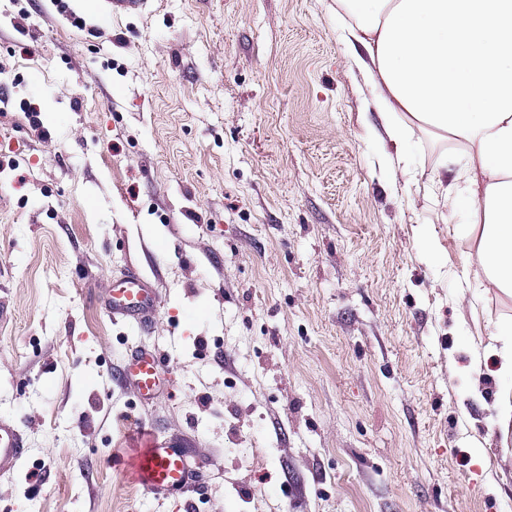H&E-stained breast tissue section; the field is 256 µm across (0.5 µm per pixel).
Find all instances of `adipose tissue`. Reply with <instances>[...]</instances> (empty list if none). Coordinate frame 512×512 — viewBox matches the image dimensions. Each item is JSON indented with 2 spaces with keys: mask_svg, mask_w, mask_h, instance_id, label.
Segmentation results:
<instances>
[{
  "mask_svg": "<svg viewBox=\"0 0 512 512\" xmlns=\"http://www.w3.org/2000/svg\"><path fill=\"white\" fill-rule=\"evenodd\" d=\"M349 46L376 89L374 104L394 149L412 130L448 140L465 155L463 199L475 244L467 270L512 298V0H338ZM502 381L496 423L512 432V319L497 324Z\"/></svg>",
  "mask_w": 512,
  "mask_h": 512,
  "instance_id": "ef3b65f1",
  "label": "adipose tissue"
}]
</instances>
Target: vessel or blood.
Here are the masks:
<instances>
[{"mask_svg": "<svg viewBox=\"0 0 512 512\" xmlns=\"http://www.w3.org/2000/svg\"><path fill=\"white\" fill-rule=\"evenodd\" d=\"M106 312L114 321L145 329L154 321L157 300L151 283L135 269L109 283L100 296ZM126 379L141 399H156L163 388L161 356L146 347L136 350L128 363ZM27 451L24 437L16 424L0 419V472H12ZM200 462L180 448L149 439L135 448L126 459L127 480L158 500L186 496L192 489V476Z\"/></svg>", "mask_w": 512, "mask_h": 512, "instance_id": "b4317fda", "label": "vessel or blood"}]
</instances>
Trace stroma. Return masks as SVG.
<instances>
[{
  "label": "stroma",
  "instance_id": "1",
  "mask_svg": "<svg viewBox=\"0 0 512 512\" xmlns=\"http://www.w3.org/2000/svg\"><path fill=\"white\" fill-rule=\"evenodd\" d=\"M372 100L336 0H0V512H512V298L463 277L446 143L397 166ZM132 267L147 331L100 304ZM144 430L201 460L187 497L128 484ZM494 336L501 343L492 353L496 357V375L503 382L495 403L496 423L508 435L512 424V319L498 323ZM125 375L141 399H156L164 385L160 354L146 347L136 350L131 355ZM27 451L23 434L16 424L6 418L0 419V472H12L22 461Z\"/></svg>",
  "mask_w": 512,
  "mask_h": 512
}]
</instances>
